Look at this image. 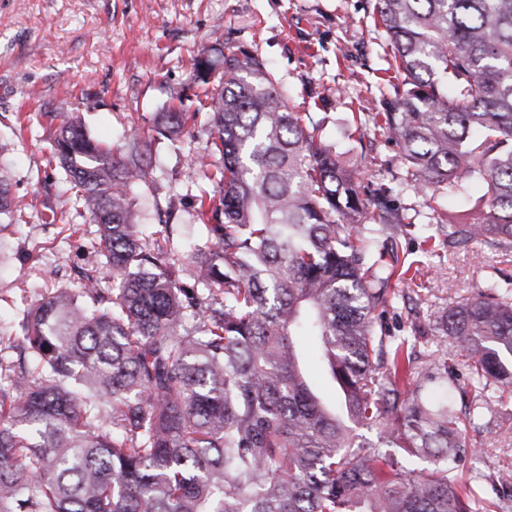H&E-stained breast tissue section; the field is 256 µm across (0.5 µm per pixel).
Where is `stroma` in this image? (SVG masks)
Wrapping results in <instances>:
<instances>
[{
  "label": "stroma",
  "instance_id": "stroma-1",
  "mask_svg": "<svg viewBox=\"0 0 512 512\" xmlns=\"http://www.w3.org/2000/svg\"><path fill=\"white\" fill-rule=\"evenodd\" d=\"M372 7L373 0H0V167L13 193L34 202L15 224L0 227V338H16L25 310L48 291L79 287L86 270L102 267L94 225L71 230L60 219L76 194L73 184L44 179L53 132L47 113H77L90 137L126 150L131 124L146 128L157 113L196 111L203 90L191 84L190 67L203 46L258 53L290 105L323 119L328 143L352 160L369 152L365 179L401 183L402 154L381 134L388 56L385 35L369 18ZM356 112L364 115L360 136L352 132ZM192 132L154 144V181L133 199L143 233L174 225L179 247L201 236L185 183L211 131L200 117ZM477 191L469 184L436 193L430 203L410 188L400 195L406 222L395 242L415 276L383 314L390 335L432 323L449 293L468 297L512 276V251L480 240L448 248L449 223L466 220ZM438 349L448 377L426 383L424 393L460 410L473 405L464 358L447 338ZM467 443L478 454L459 477L481 495L480 475L512 473V399L475 421Z\"/></svg>",
  "mask_w": 512,
  "mask_h": 512
}]
</instances>
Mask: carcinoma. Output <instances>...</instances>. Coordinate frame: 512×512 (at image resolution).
Segmentation results:
<instances>
[{
	"mask_svg": "<svg viewBox=\"0 0 512 512\" xmlns=\"http://www.w3.org/2000/svg\"><path fill=\"white\" fill-rule=\"evenodd\" d=\"M388 39L383 135L401 148L404 184L434 193L481 185L478 218L448 224V247L512 249V0H375ZM210 152L191 168L203 240L167 249L170 224L139 230L130 192L152 178L151 142L189 132L186 112L131 129L127 152L58 112L47 164L77 188L96 225L105 276L56 288L24 312L18 364L0 371V512H490L462 488L477 454L450 402L424 383L448 362L406 364L428 335L394 338L376 311L392 301L399 259L382 260L397 187L363 183L294 112L253 51L192 59ZM0 173V223L33 209ZM112 281L105 297L102 278ZM316 336L337 400L322 404L293 337ZM435 336L453 339L481 396L512 386V277L452 302ZM376 428V442L358 427Z\"/></svg>",
	"mask_w": 512,
	"mask_h": 512,
	"instance_id": "obj_1",
	"label": "carcinoma"
}]
</instances>
